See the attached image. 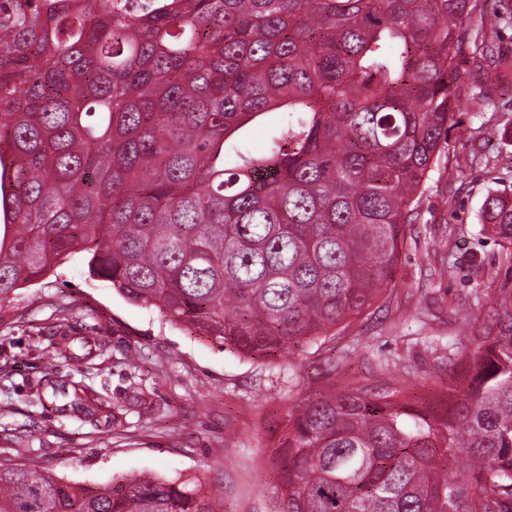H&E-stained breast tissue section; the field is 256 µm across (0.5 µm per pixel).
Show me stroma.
<instances>
[{
	"mask_svg": "<svg viewBox=\"0 0 512 512\" xmlns=\"http://www.w3.org/2000/svg\"><path fill=\"white\" fill-rule=\"evenodd\" d=\"M448 140L414 203L393 280L340 340L250 357L128 302L76 254L0 299V463L71 484L161 476L222 492L224 512H274L266 462L287 413L328 390L401 388L424 399L470 351L462 310L512 282V246L486 230L489 195L512 197V78L457 59ZM461 233L449 238V226ZM74 358H51L60 334ZM105 398L78 407L74 386Z\"/></svg>",
	"mask_w": 512,
	"mask_h": 512,
	"instance_id": "stroma-1",
	"label": "stroma"
}]
</instances>
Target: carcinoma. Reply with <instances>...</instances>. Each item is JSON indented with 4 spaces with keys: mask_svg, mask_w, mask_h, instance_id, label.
<instances>
[{
    "mask_svg": "<svg viewBox=\"0 0 512 512\" xmlns=\"http://www.w3.org/2000/svg\"><path fill=\"white\" fill-rule=\"evenodd\" d=\"M474 0H0V299L73 254L222 349L341 338L389 288L448 139ZM279 113L255 152L232 140ZM488 224L512 244V198ZM465 372L306 397L270 455L275 512H512V287ZM0 512H224L162 477L103 487L0 465Z\"/></svg>",
    "mask_w": 512,
    "mask_h": 512,
    "instance_id": "cac0c4a2",
    "label": "carcinoma"
}]
</instances>
